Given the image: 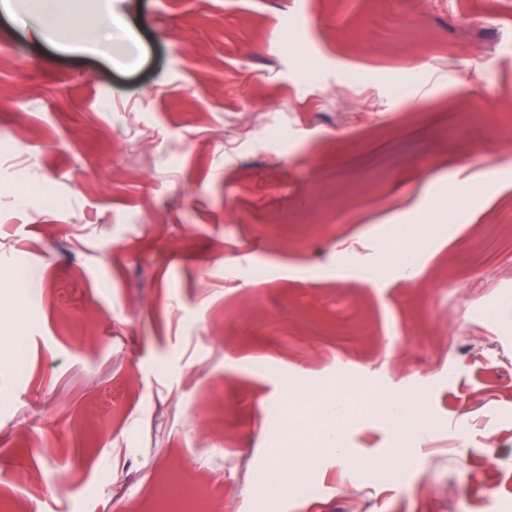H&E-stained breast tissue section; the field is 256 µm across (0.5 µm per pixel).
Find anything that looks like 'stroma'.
Listing matches in <instances>:
<instances>
[{
	"mask_svg": "<svg viewBox=\"0 0 512 512\" xmlns=\"http://www.w3.org/2000/svg\"><path fill=\"white\" fill-rule=\"evenodd\" d=\"M112 8L135 46L0 11V496L512 512V0ZM191 501L195 508L191 511L188 509L180 508V504L184 501ZM154 512H174V511H188V512H209V502L200 486H182L176 497L168 496L165 504L159 508H154Z\"/></svg>",
	"mask_w": 512,
	"mask_h": 512,
	"instance_id": "obj_1",
	"label": "stroma"
}]
</instances>
